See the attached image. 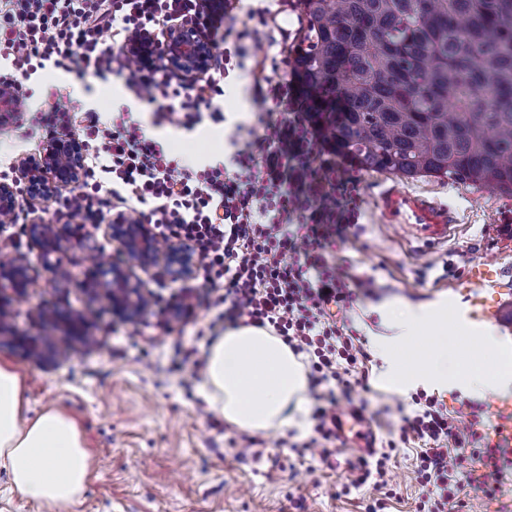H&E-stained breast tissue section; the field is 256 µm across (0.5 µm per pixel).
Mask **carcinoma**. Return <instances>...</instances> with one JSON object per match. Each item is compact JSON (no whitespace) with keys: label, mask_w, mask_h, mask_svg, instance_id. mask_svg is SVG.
Instances as JSON below:
<instances>
[{"label":"carcinoma","mask_w":512,"mask_h":512,"mask_svg":"<svg viewBox=\"0 0 512 512\" xmlns=\"http://www.w3.org/2000/svg\"><path fill=\"white\" fill-rule=\"evenodd\" d=\"M295 69L367 170L512 196V0H297Z\"/></svg>","instance_id":"cac0c4a2"}]
</instances>
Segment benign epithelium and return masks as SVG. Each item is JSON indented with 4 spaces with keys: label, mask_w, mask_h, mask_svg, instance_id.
I'll use <instances>...</instances> for the list:
<instances>
[{
    "label": "benign epithelium",
    "mask_w": 512,
    "mask_h": 512,
    "mask_svg": "<svg viewBox=\"0 0 512 512\" xmlns=\"http://www.w3.org/2000/svg\"><path fill=\"white\" fill-rule=\"evenodd\" d=\"M128 53L141 65L152 62L160 53L170 70L193 77L209 68L213 47L192 25L177 24L165 32L163 42L153 37L138 39L130 44ZM15 169V179L0 182V214L16 211L23 198L30 202L52 201L62 190L80 185L88 175L84 146L72 139L50 141L42 154L20 158ZM108 228L112 239L122 246L126 261L103 267L91 265L83 288L93 297L106 296L113 315L138 320L150 312L144 304L145 291L132 281L135 267L146 268L162 259L172 277L188 280L196 276L198 263L187 243L171 239L161 249L152 225L132 224L121 215ZM26 233L46 257L59 253L63 243H81L88 236L84 224H67L60 230L40 219L26 225ZM29 286L28 263L23 255L0 262V335H8L9 344L50 368L62 354L41 345L36 337L18 332L12 324V296L25 293Z\"/></svg>",
    "instance_id": "benign-epithelium-1"
}]
</instances>
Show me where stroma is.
<instances>
[{
  "mask_svg": "<svg viewBox=\"0 0 512 512\" xmlns=\"http://www.w3.org/2000/svg\"><path fill=\"white\" fill-rule=\"evenodd\" d=\"M297 0H252L267 11L268 21L256 27L253 46L259 56L294 80V49L301 27ZM29 96L28 127L0 133V170L14 167L20 155H37L51 140L37 124L43 112L60 107L75 113L95 111L103 117L131 112L146 133L165 142L181 163L201 169L234 152L237 125L250 123L255 103L245 80L230 82L216 97L225 119L203 118L193 129L155 123L149 107L139 101L122 76L101 79L72 69L48 66L21 80ZM347 174L356 187L361 215L356 226L336 238L329 260L338 273L362 280L347 313L365 341L361 366L367 383L354 385L350 399L339 406L365 403L364 427H352L329 443L327 460L299 456L303 435L293 429L252 434L236 429L214 413L198 392L202 380L187 351L204 356L223 325H212L206 304L216 292L201 278L176 280L163 265L137 270L143 288L152 291L154 311L134 322L113 316L105 298H92L82 288L87 257L120 254L107 224L120 214V203L71 214L64 200L22 203L21 223L0 233V261L25 254L33 285L13 300V324L32 336L43 334L46 310L72 320H89L94 346L76 345L55 367L44 368L22 351L0 344V358L10 360L25 382L26 415L59 410L79 424L94 466L79 503L67 512H369L373 500H383V512H414L419 495L414 463L418 441L399 444L386 469L385 486L365 484L343 494L344 483L358 475L360 451L354 441L366 434L375 446L397 437L402 413L411 412V391L386 387L380 379L379 346L394 331L376 311L385 301L432 304L454 298L468 306L475 294L488 302L512 296V197L434 177L404 179L362 169L347 160ZM397 189L428 199L447 209L452 226L446 240L428 243L406 224L385 222L379 206L383 191ZM49 224L86 225L83 244L67 245L62 258L72 281L56 288L40 249L24 227L34 218ZM489 261L494 287L475 290L468 280L474 263ZM189 302L186 317L173 318L174 305Z\"/></svg>",
  "mask_w": 512,
  "mask_h": 512,
  "instance_id": "stroma-1",
  "label": "stroma"
}]
</instances>
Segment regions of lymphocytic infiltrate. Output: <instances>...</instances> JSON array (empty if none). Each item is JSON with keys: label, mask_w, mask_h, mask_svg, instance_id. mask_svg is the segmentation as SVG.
I'll return each mask as SVG.
<instances>
[{"label": "lymphocytic infiltrate", "mask_w": 512, "mask_h": 512, "mask_svg": "<svg viewBox=\"0 0 512 512\" xmlns=\"http://www.w3.org/2000/svg\"><path fill=\"white\" fill-rule=\"evenodd\" d=\"M207 8V0H8L0 11V57L22 74L49 62L62 69L74 63L99 78L121 75L156 116L189 129L205 107L213 121H223L213 99L232 78H247L256 97L287 112L278 122L256 109L253 125L237 129L239 148L200 170L182 166L129 114L104 122L87 113L83 134L106 162L99 181L73 195L72 208L103 204L101 191L111 185L120 203L158 236L191 246L203 281L224 291L215 322L272 326L294 352L308 354L316 435L302 448L322 458L336 436L333 387L366 357L361 337L347 333L335 316L352 302V282L327 259L337 232L359 221L355 189L328 156L316 99L268 75L265 59L252 52L264 14L251 11L242 24L225 27L195 94L157 66L128 67L123 46L132 36L183 21L213 29ZM107 29L110 47L102 40ZM413 402L412 413L401 418L399 440L423 444L416 512H463L465 485L495 497L502 467L489 461L488 449L474 447L476 430L463 428L461 417L449 415L435 397L420 392Z\"/></svg>", "instance_id": "obj_1"}]
</instances>
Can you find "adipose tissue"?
<instances>
[{
  "mask_svg": "<svg viewBox=\"0 0 512 512\" xmlns=\"http://www.w3.org/2000/svg\"><path fill=\"white\" fill-rule=\"evenodd\" d=\"M378 310L391 317L395 342L382 351L384 377L394 386L432 378L462 392L487 396L512 394V355L488 368L483 350L493 337H478L476 350L460 354L448 368L447 308L431 311L384 302ZM435 325L426 342L410 340L426 319ZM307 378L303 363L271 327L242 325L225 330L209 347L202 392L211 411L233 427L251 433L303 429ZM24 381L10 361L0 360V470L22 495L65 508L76 504L92 469L78 423L58 410L24 417Z\"/></svg>",
  "mask_w": 512,
  "mask_h": 512,
  "instance_id": "adipose-tissue-1",
  "label": "adipose tissue"
}]
</instances>
